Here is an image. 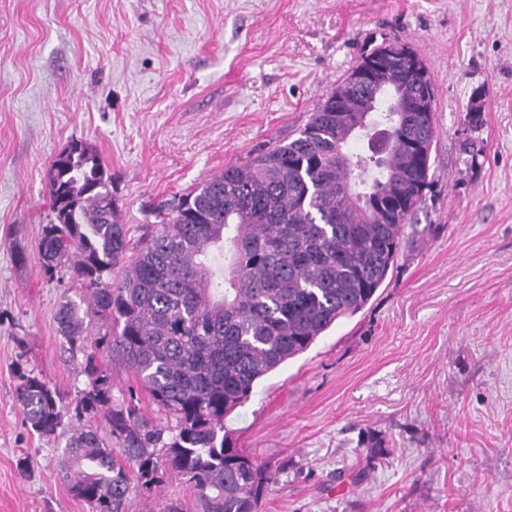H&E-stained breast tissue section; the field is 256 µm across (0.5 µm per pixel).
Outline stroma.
Masks as SVG:
<instances>
[{"label":"stroma","instance_id":"stroma-1","mask_svg":"<svg viewBox=\"0 0 512 512\" xmlns=\"http://www.w3.org/2000/svg\"><path fill=\"white\" fill-rule=\"evenodd\" d=\"M434 89V231L371 302L224 421L277 468L261 512H512V0H0V512H89L14 398L15 363L83 388L38 255L51 161L96 147L125 224L295 138L382 41ZM483 124L464 126L476 89Z\"/></svg>","mask_w":512,"mask_h":512}]
</instances>
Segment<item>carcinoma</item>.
I'll list each match as a JSON object with an SVG mask.
<instances>
[{
	"mask_svg": "<svg viewBox=\"0 0 512 512\" xmlns=\"http://www.w3.org/2000/svg\"><path fill=\"white\" fill-rule=\"evenodd\" d=\"M396 92L433 94L426 64L398 46ZM358 109L374 89L352 82ZM474 92L465 123H482ZM336 92L312 112L291 141L258 150L241 165L192 190L148 203L143 234L120 223L112 175L88 143L56 156L50 167V213L42 225L40 263L49 276L73 253V277L89 297L82 311L59 304L56 322L71 351L83 355L87 383L71 401L50 382L16 366L15 399L37 433L65 438L60 479L90 512H126L129 497L159 487L170 472L191 491L192 508L162 512H260L276 471L227 444L224 418L254 384L307 351L342 319L363 310L403 248L422 236L435 114L382 104L370 132L349 151ZM371 170L364 205L343 187ZM230 254L220 267L216 258ZM118 359L167 417L148 419L133 389L112 394ZM101 415L109 440L68 418Z\"/></svg>",
	"mask_w": 512,
	"mask_h": 512,
	"instance_id": "carcinoma-1",
	"label": "carcinoma"
}]
</instances>
